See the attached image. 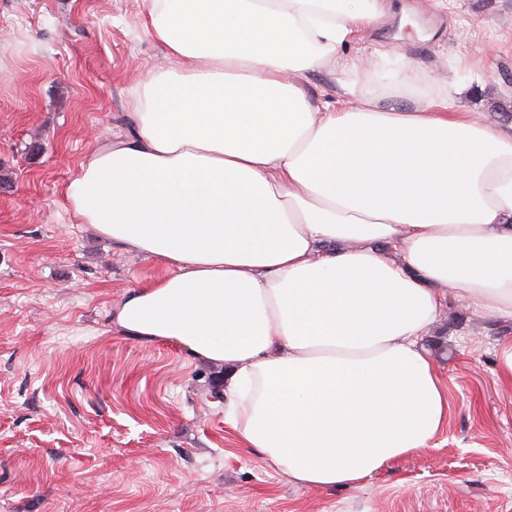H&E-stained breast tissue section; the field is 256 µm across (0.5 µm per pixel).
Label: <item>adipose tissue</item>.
<instances>
[{
  "instance_id": "ef3b65f1",
  "label": "adipose tissue",
  "mask_w": 512,
  "mask_h": 512,
  "mask_svg": "<svg viewBox=\"0 0 512 512\" xmlns=\"http://www.w3.org/2000/svg\"><path fill=\"white\" fill-rule=\"evenodd\" d=\"M144 2L171 66L66 187L81 223L169 269L113 325L223 367L225 428L301 486L430 447L449 406L423 337L452 297L512 319V127L358 58L354 101L314 105L298 77L380 0ZM397 93L417 107L380 108Z\"/></svg>"
}]
</instances>
